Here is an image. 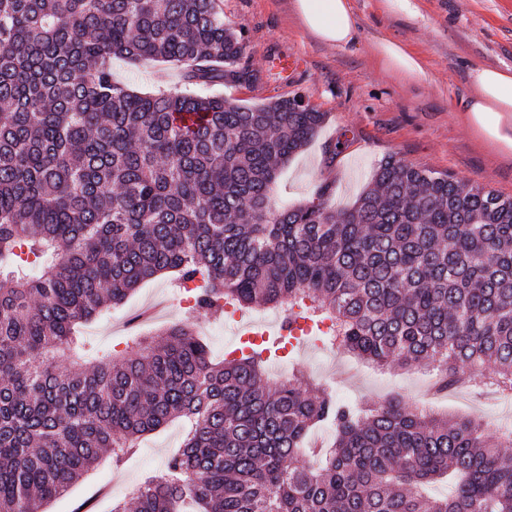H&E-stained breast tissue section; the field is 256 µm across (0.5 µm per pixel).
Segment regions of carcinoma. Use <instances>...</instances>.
<instances>
[{
	"label": "carcinoma",
	"mask_w": 512,
	"mask_h": 512,
	"mask_svg": "<svg viewBox=\"0 0 512 512\" xmlns=\"http://www.w3.org/2000/svg\"><path fill=\"white\" fill-rule=\"evenodd\" d=\"M116 56L256 78L217 0H0V512H45L177 418L184 446L132 512H512V432L270 386L262 349L214 363L179 324L119 360L87 347V322L172 273L197 308H303L377 364L490 367L512 390V198L389 155L346 210L326 185L273 212L326 113L136 92ZM66 352L83 363L62 372ZM319 425L336 439L314 466Z\"/></svg>",
	"instance_id": "obj_1"
}]
</instances>
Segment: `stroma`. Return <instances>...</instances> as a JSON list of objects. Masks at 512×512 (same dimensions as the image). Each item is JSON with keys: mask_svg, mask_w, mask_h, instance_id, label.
I'll list each match as a JSON object with an SVG mask.
<instances>
[{"mask_svg": "<svg viewBox=\"0 0 512 512\" xmlns=\"http://www.w3.org/2000/svg\"><path fill=\"white\" fill-rule=\"evenodd\" d=\"M350 3L357 31L349 45L339 47L302 27L294 0H218L257 71L250 83L227 81L212 89L186 83L177 66L124 58L113 59L112 77L141 92H215L240 105L299 94L324 112L326 120L314 139L288 161L272 186L271 205L277 211L310 204L326 184L331 187L329 205L351 206L379 161L389 155L512 198V153L471 125L461 111L472 91V69L512 68V0H417L420 12L415 16L398 7L383 11L381 0ZM381 37L420 53L425 75L406 81L377 63L372 47ZM273 55L296 56L302 66L281 81L265 66ZM342 133L348 142L337 154L333 147ZM179 293L168 278L146 281L125 303L88 324L85 334L99 348L121 351L133 339L177 322L205 340L214 360H223L226 346L238 343L231 319L181 309L172 303ZM266 371L274 379L298 375L313 390L332 387L338 398L358 407L395 398L440 417L485 424L495 419L512 428V392L494 386L490 368L481 370L479 382L426 406L420 394L430 368L378 366L326 342L313 340L271 359ZM184 437L180 419L146 435L120 465L101 461L65 495L47 504V512H111L113 505L131 501L148 477L164 469Z\"/></svg>", "mask_w": 512, "mask_h": 512, "instance_id": "stroma-1", "label": "stroma"}]
</instances>
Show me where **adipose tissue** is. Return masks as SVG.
Here are the masks:
<instances>
[{"mask_svg": "<svg viewBox=\"0 0 512 512\" xmlns=\"http://www.w3.org/2000/svg\"><path fill=\"white\" fill-rule=\"evenodd\" d=\"M296 13L303 26L322 41L339 46L349 44L356 23L349 0H295ZM379 61L405 79L419 78L425 71L424 59L407 45L389 39L378 40ZM473 91L464 109L476 122L498 132L501 116L512 117V69L479 67L471 71Z\"/></svg>", "mask_w": 512, "mask_h": 512, "instance_id": "adipose-tissue-1", "label": "adipose tissue"}]
</instances>
